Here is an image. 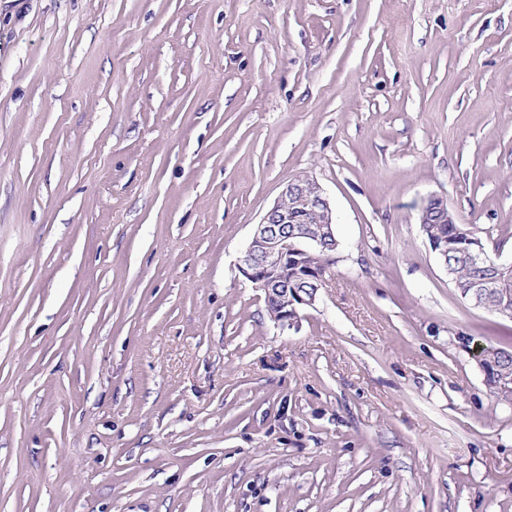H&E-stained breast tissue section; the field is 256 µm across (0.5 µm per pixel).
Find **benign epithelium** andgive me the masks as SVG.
Returning a JSON list of instances; mask_svg holds the SVG:
<instances>
[{
  "label": "benign epithelium",
  "instance_id": "benign-epithelium-1",
  "mask_svg": "<svg viewBox=\"0 0 512 512\" xmlns=\"http://www.w3.org/2000/svg\"><path fill=\"white\" fill-rule=\"evenodd\" d=\"M421 224H455L457 219L448 202L432 197L421 208ZM318 229H313V225ZM333 211L320 185L310 176L295 178L283 188L273 206L255 225L252 236L239 259V270L267 297L275 299L269 307L274 321L283 329L298 323L299 310L315 306L317 289L288 287V277L325 279V272L306 266L308 249L322 239L333 236ZM429 247L443 266H448V240L432 237ZM464 259L472 264L496 261L499 273H512V265L491 257L481 239L469 233L459 248ZM462 299L477 308L487 309L497 302V314L512 321V296L504 288H494L488 280L471 283L458 289Z\"/></svg>",
  "mask_w": 512,
  "mask_h": 512
}]
</instances>
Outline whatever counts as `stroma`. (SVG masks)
Listing matches in <instances>:
<instances>
[{
	"label": "stroma",
	"mask_w": 512,
	"mask_h": 512,
	"mask_svg": "<svg viewBox=\"0 0 512 512\" xmlns=\"http://www.w3.org/2000/svg\"><path fill=\"white\" fill-rule=\"evenodd\" d=\"M303 174L283 330L238 260ZM432 196L512 262V0H0V512H512ZM288 224H290L288 231ZM318 225L316 231L313 227ZM333 211L320 185L310 176L295 178L283 188L273 206L255 225L252 236L239 259V270L268 298L275 299L269 306L274 321L283 329L298 323L299 309L314 307L317 290L325 282V271L306 266L308 249L321 239L331 237L337 249V237L332 232ZM312 249L307 262L315 269H326L334 249L332 239ZM302 277L292 282L297 288H288V277ZM310 278V279H308ZM303 288H314L304 290Z\"/></svg>",
	"instance_id": "35a3bbf8"
}]
</instances>
